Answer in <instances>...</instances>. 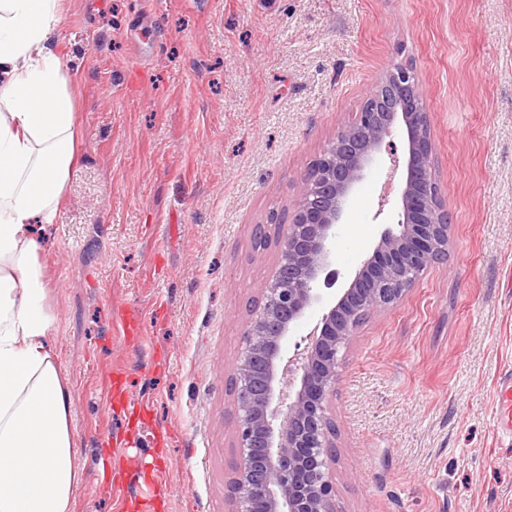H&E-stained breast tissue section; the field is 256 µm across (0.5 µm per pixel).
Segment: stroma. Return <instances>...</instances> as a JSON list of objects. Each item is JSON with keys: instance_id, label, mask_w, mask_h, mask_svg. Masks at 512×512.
Segmentation results:
<instances>
[{"instance_id": "obj_1", "label": "stroma", "mask_w": 512, "mask_h": 512, "mask_svg": "<svg viewBox=\"0 0 512 512\" xmlns=\"http://www.w3.org/2000/svg\"><path fill=\"white\" fill-rule=\"evenodd\" d=\"M81 148L41 232L71 387L72 512H113L128 470H170L152 512H231L230 386L279 259L270 217L397 64L420 79L444 260L342 352L336 512H512V0H63ZM379 154L332 241L334 299L396 220ZM266 227L256 245L254 225ZM145 399L147 428L124 400ZM496 422L500 434H512V375L501 377L497 385Z\"/></svg>"}]
</instances>
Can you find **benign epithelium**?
<instances>
[{
    "label": "benign epithelium",
    "instance_id": "obj_1",
    "mask_svg": "<svg viewBox=\"0 0 512 512\" xmlns=\"http://www.w3.org/2000/svg\"><path fill=\"white\" fill-rule=\"evenodd\" d=\"M405 135L398 156L391 141ZM402 172L397 220L381 234L347 286L326 308L305 345L284 342L317 301L333 263L330 241L377 154ZM431 125L413 68L397 65L368 92L355 121L340 128L301 181L281 223L275 277L246 324L232 368L239 458L229 480L231 512H335L328 472L336 425L329 402L341 352L359 323L397 304L421 273L448 251V217L432 176Z\"/></svg>",
    "mask_w": 512,
    "mask_h": 512
}]
</instances>
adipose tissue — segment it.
Instances as JSON below:
<instances>
[{
	"label": "adipose tissue",
	"instance_id": "obj_1",
	"mask_svg": "<svg viewBox=\"0 0 512 512\" xmlns=\"http://www.w3.org/2000/svg\"><path fill=\"white\" fill-rule=\"evenodd\" d=\"M60 20L61 0H0V512H72V394L34 232L54 223L76 158Z\"/></svg>",
	"mask_w": 512,
	"mask_h": 512
}]
</instances>
